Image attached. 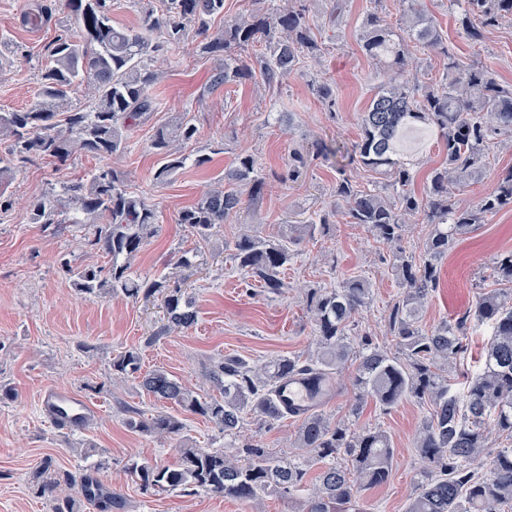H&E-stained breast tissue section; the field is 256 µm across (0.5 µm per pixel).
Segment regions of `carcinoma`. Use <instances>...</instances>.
I'll use <instances>...</instances> for the list:
<instances>
[{"instance_id":"1","label":"carcinoma","mask_w":512,"mask_h":512,"mask_svg":"<svg viewBox=\"0 0 512 512\" xmlns=\"http://www.w3.org/2000/svg\"><path fill=\"white\" fill-rule=\"evenodd\" d=\"M159 9L146 13L141 27L123 28L112 22V0H41L24 5L23 18L41 24L63 11L75 17L79 38L60 34L44 47L38 101L34 107L0 112V212L11 206L6 185L25 165L41 159L63 162L73 154L106 158L125 152L126 131L156 110L150 90L160 73L148 57L178 48L195 36L192 53L224 56V67L213 75V85L239 82L258 69L273 86L298 69L301 59L318 51L304 10L292 0H258V7L241 16L224 17V0H158ZM460 8L457 23L477 42L482 32L512 18V0H452ZM405 19L398 26L376 12L362 24L359 45L377 66L404 72L411 51L442 50L448 63L442 77L420 88L392 79L380 85L369 100L360 123V136L351 148L317 145L316 154L335 159L336 200L346 207L349 223L396 248L402 240L405 217L432 225L421 260L395 256L394 269L402 299L388 315V327L397 352L377 344L365 332L351 334L354 316L370 303V288L361 279H348L331 289L308 294L314 321L315 350L307 355H279L268 361H248L226 354L211 365L208 380L221 398H206L179 378L161 369L142 371L137 350L112 359L113 379L133 377L155 400L212 422L224 436L235 438L245 418L273 427L290 412L278 402L277 390L295 374L334 383L339 371L350 368L354 402L348 416L332 421L319 411L300 418L295 447L301 454L283 458L248 438L237 456L200 448L185 436L181 417L159 412L149 418L136 412L127 418L130 429L146 436L179 441L173 466L144 460L131 473L145 493L179 490L187 496L219 495L255 502L267 495L289 496L310 492L306 512H336L354 503L364 488L386 483L392 472L393 448L386 431L357 428L364 407L374 405L388 413L414 397L430 405L419 426L415 448L425 463L419 491L405 512H512V448L497 451L487 474L473 467L495 431L512 441V252L496 258L492 277L497 287L482 295L474 308L459 318L424 329L419 312L440 280L438 261L455 241L506 208H512V168L499 174L491 191L472 207H461L456 189L490 166V154L500 137L512 138V89L498 83L479 64L461 65L443 42V32L425 0H402ZM223 26L212 28L216 18ZM253 50L252 63L237 52ZM93 100L89 109L73 103L79 89ZM197 127L185 116L159 128L152 144L160 157L154 179L167 182L182 168L172 143L190 144ZM434 140L443 162L428 170L423 192L414 183V157L420 145ZM307 158L295 153L278 179L295 183ZM360 167L390 178L397 200L375 189L360 187L347 171ZM63 191L74 212L93 229L85 244L110 257L103 266L67 267L75 287L94 296L123 295L133 301L162 296L164 323L148 342L179 333L197 323V311L179 281L137 277L132 262L157 224L155 209L130 192L122 172L102 167L87 182L67 183ZM266 191L257 159L242 153L224 171V186L204 192L180 211L178 223L208 244L217 228L245 208H255ZM35 224H61L49 198L30 203ZM336 209L323 208L295 232L269 239L245 232L229 245L232 259L246 278L270 293L284 288L281 274L293 257V246L307 236L326 234L336 223ZM488 324L491 333L481 367L460 389L449 373L466 352L469 324ZM40 493L53 502L52 512H74L75 498L62 487L77 489L83 499L106 510L112 491L92 475L79 476L46 464L35 475Z\"/></svg>"}]
</instances>
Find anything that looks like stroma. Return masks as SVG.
<instances>
[{
  "mask_svg": "<svg viewBox=\"0 0 512 512\" xmlns=\"http://www.w3.org/2000/svg\"><path fill=\"white\" fill-rule=\"evenodd\" d=\"M24 2L0 0V37L13 41L21 53L0 69V112L23 111L34 104L44 46L61 29L79 33L75 20L61 12L42 26L23 25ZM296 2L307 10L319 52L304 58L282 83L265 85L257 74L215 87L211 77L222 58L199 57L186 49L152 55L151 68L165 73L151 90L159 107L147 121L130 128L124 153L106 159L77 155L62 165L38 160L11 180L7 193L13 206L0 214V386L12 389L15 397L0 403V512H51L49 498L39 493L34 479L45 461L74 473H93L112 491L111 512H301L298 499L288 496L244 504L176 490L142 492L129 472L131 464L143 458L175 464L177 444L131 430L125 421L130 412L148 417L170 406L143 392L137 380L117 383L112 378L113 357L133 348L141 355L143 370H166L198 394L217 396L205 377L214 360L227 354L259 362L307 354L314 348L308 289L335 288L352 277L372 288L370 303L356 318L358 331L369 332L379 345L395 346L386 315L402 290L392 271V252L362 227L348 223L345 215H338L328 235L296 245L283 275L286 287L278 294L245 287L228 249L243 231L276 236L333 204L336 171L312 151L320 140L345 146L357 140L361 114L383 80L359 47L363 19L371 9L391 23L401 15L399 0H348L338 17L331 14L332 0ZM428 7L461 63L485 65L502 85L512 86V20L485 31L475 43L456 26L457 6L429 0ZM322 82L332 85V101L320 97L317 87ZM180 113L189 114L198 135L191 144H174L185 164L172 181L159 183L153 178L158 158L152 141L157 129ZM244 152L256 156L268 183L266 194L255 212L223 224L215 245L199 243L178 224V214L213 188ZM296 152L307 156L309 167L300 183L282 184L276 175ZM106 165L124 172L129 190L157 211V231L136 257L133 270L146 280L167 276L185 282L198 320L184 333L155 338L163 322L161 297L134 302L80 292L61 260L75 267L104 266L107 257L84 247L82 225L30 220L33 199L48 196L58 209L67 210L62 184L89 178ZM183 250L196 251L194 266L178 265ZM510 250L512 209L489 217L459 239L441 262L440 286L420 313L422 325L432 328L474 305L492 285L493 258ZM50 388L69 390L98 407L95 421L74 431L52 426L39 406L41 394ZM427 412V404L414 398L385 415L367 406L358 424L387 431L394 468L390 481L362 492L351 512H405L424 468L414 438ZM185 424L194 444L229 455L237 454L249 437L278 454L293 455L298 427L294 418L272 429L250 420L239 437L230 438L196 415H186Z\"/></svg>",
  "mask_w": 512,
  "mask_h": 512,
  "instance_id": "1",
  "label": "stroma"
}]
</instances>
